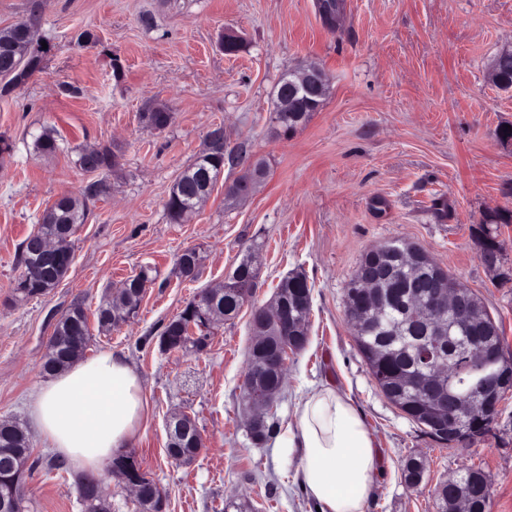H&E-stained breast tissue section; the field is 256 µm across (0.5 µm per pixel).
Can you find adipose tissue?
I'll use <instances>...</instances> for the list:
<instances>
[{
  "instance_id": "obj_1",
  "label": "adipose tissue",
  "mask_w": 512,
  "mask_h": 512,
  "mask_svg": "<svg viewBox=\"0 0 512 512\" xmlns=\"http://www.w3.org/2000/svg\"><path fill=\"white\" fill-rule=\"evenodd\" d=\"M28 407L33 427L60 459L96 472L128 448L141 428L142 379L125 355L104 350L49 376ZM276 444L297 449L302 484L320 512H367L381 457L348 397L329 385L313 389Z\"/></svg>"
}]
</instances>
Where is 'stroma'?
<instances>
[{
    "label": "stroma",
    "instance_id": "1",
    "mask_svg": "<svg viewBox=\"0 0 512 512\" xmlns=\"http://www.w3.org/2000/svg\"><path fill=\"white\" fill-rule=\"evenodd\" d=\"M39 7L35 38L46 42L41 71L0 97V421L28 425L27 401L41 382L45 345L73 300L95 318L102 298L152 270L136 317L93 330L88 354H125L147 400L129 447L166 493V512H224L230 496L257 512H311L299 458L250 436L241 388L252 334L250 307L224 322L206 351L162 353L158 336L202 289L232 274L256 249V305L301 271L311 285L309 340L290 355L272 411L278 433L294 423L298 399L329 385L361 410L382 455L369 512H440L439 484L466 466L482 468L490 512H512V391L488 431L442 446L381 392L344 311V290L363 254L393 239L426 249L475 292L512 354V89L495 85L490 65L512 49V0H344L335 28L317 0H0V28ZM153 19L143 26L141 17ZM237 31L243 48L219 40ZM92 43L79 42L81 33ZM319 63L329 78L322 107L290 139L270 116L281 74ZM168 106L166 130L143 112ZM215 126L244 162L264 160L254 193L226 201L239 167H225L207 202L181 223L166 213L169 191ZM54 131L59 148L36 151ZM111 149L115 168L87 172L88 149ZM108 190L73 236L75 259L60 284L25 303L13 300L17 248L45 209L89 182ZM510 216L497 242L501 264L481 261L475 234L490 211ZM203 257L197 279L178 271L183 251ZM195 418L205 446L187 466L166 453L172 414ZM424 461L407 485L409 458ZM31 512H83L74 473L40 468L28 481Z\"/></svg>",
    "mask_w": 512,
    "mask_h": 512
}]
</instances>
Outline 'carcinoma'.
I'll return each mask as SVG.
<instances>
[{
    "mask_svg": "<svg viewBox=\"0 0 512 512\" xmlns=\"http://www.w3.org/2000/svg\"><path fill=\"white\" fill-rule=\"evenodd\" d=\"M318 9L324 24L331 27V15L341 16V0H319ZM36 25V14L30 15L6 28L0 29V95L10 94L22 86L42 69V52L34 47L33 39L26 37V30ZM297 71L284 73L276 85V107L272 121L274 133L288 138L294 135L318 111L326 93L318 92L317 86L307 87L295 83ZM148 125L158 131L167 129L173 122V113L164 105L155 106L144 113ZM34 147L42 154H53L58 148L52 133L41 134ZM224 143L215 141L195 157L183 170L172 186L166 209L171 221L179 223L197 208L200 197L210 193L220 174L224 171ZM117 164V156L110 150L97 152L93 158L86 154L79 157L81 169L89 172L109 171ZM266 168L258 160L248 166L234 180L246 184L255 178H263ZM106 190L104 181L88 183L79 198L68 196L59 204L47 209L38 224L37 231L29 234L18 247L17 263L21 269L14 289L16 300L25 301L43 296L55 288L66 275L74 260L71 237L78 224L85 223L89 214V203ZM502 223L497 211L485 215L477 234V245L482 250L498 249V224ZM41 236L54 241V253L47 254L34 245V238ZM200 256L194 249L180 255L178 269L181 275L195 278L200 267ZM357 270L368 274L376 281L375 296L388 307L387 319L380 321L372 315L363 323L354 326L356 345L367 368L385 397L405 413L411 420L424 427V432L442 445L448 440L430 429L428 418L438 407L423 398L415 387L405 384L404 376L416 372L417 367L410 355L414 344L427 340L435 334L429 323V303L448 293L450 288L462 290L464 301L481 313L487 322L477 332L485 342L503 348L502 331L490 318L481 299L457 281L447 270L439 266L430 255L414 243L395 239L368 250L361 258ZM276 296L288 302V331L274 326L270 332L289 343L291 336L308 333L311 311V285L306 275L296 272L285 277L277 286ZM345 311L354 310L363 303L356 278H351L344 292ZM243 303L234 277L228 278L223 289L211 291L204 303L187 304L189 317L176 316L166 325L159 341L169 336L176 340L181 351L197 352L208 345L211 327L208 316L220 311L230 320L239 313ZM126 306V299L119 294L104 299L98 308L99 328L112 326V314ZM193 322L198 331L194 336L180 322ZM91 330L88 317L80 300L73 301L61 314L54 326L42 359V371L46 374L69 366L84 354L90 343ZM32 448L20 426L0 425V512H27L30 499L27 497V478L32 476L38 461L31 459ZM487 479L484 471L465 468L448 478L437 489L442 503V512H449L448 497L456 492L473 494L472 512H488L490 493L476 484V479ZM97 475L83 474L76 482L77 492L84 512H112V500L98 498L92 494ZM163 490L152 480H144L142 492L136 498L139 512H155L154 499Z\"/></svg>",
    "mask_w": 512,
    "mask_h": 512,
    "instance_id": "cac0c4a2",
    "label": "carcinoma"
}]
</instances>
